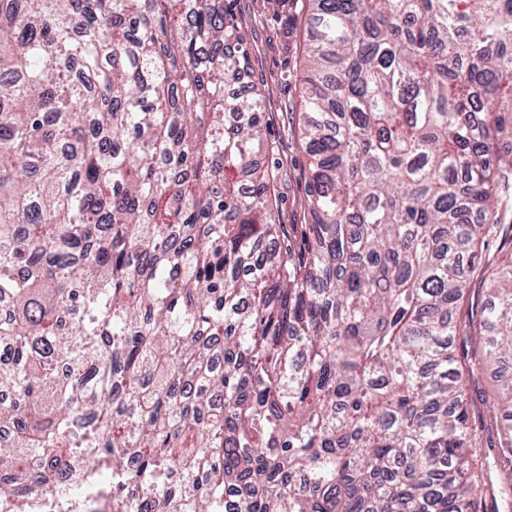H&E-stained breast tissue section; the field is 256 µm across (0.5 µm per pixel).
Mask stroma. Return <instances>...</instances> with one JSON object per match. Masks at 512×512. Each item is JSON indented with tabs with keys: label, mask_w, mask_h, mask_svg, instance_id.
I'll list each match as a JSON object with an SVG mask.
<instances>
[{
	"label": "stroma",
	"mask_w": 512,
	"mask_h": 512,
	"mask_svg": "<svg viewBox=\"0 0 512 512\" xmlns=\"http://www.w3.org/2000/svg\"><path fill=\"white\" fill-rule=\"evenodd\" d=\"M224 8L242 27L253 66L250 79L264 98L263 132L270 150L260 161L275 177L276 221L307 223L297 204L305 194L308 161L298 125L307 12L300 0H283L275 12L266 0H224Z\"/></svg>",
	"instance_id": "obj_1"
}]
</instances>
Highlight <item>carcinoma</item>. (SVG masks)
<instances>
[{"label": "carcinoma", "mask_w": 512, "mask_h": 512, "mask_svg": "<svg viewBox=\"0 0 512 512\" xmlns=\"http://www.w3.org/2000/svg\"><path fill=\"white\" fill-rule=\"evenodd\" d=\"M306 2L285 226L224 0H0V512L512 508V0ZM499 368L497 365H491L484 369L483 373L478 377L477 385L475 390L472 389V397L476 404V407H480L481 399L491 398L498 389L499 386Z\"/></svg>", "instance_id": "1"}]
</instances>
